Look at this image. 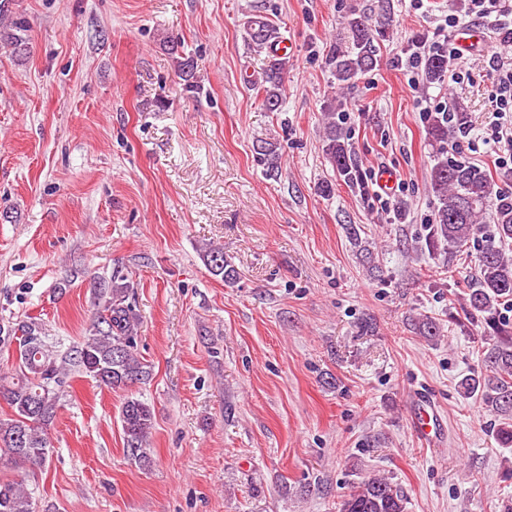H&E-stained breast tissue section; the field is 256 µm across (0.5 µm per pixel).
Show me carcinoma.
Returning a JSON list of instances; mask_svg holds the SVG:
<instances>
[{"mask_svg": "<svg viewBox=\"0 0 512 512\" xmlns=\"http://www.w3.org/2000/svg\"><path fill=\"white\" fill-rule=\"evenodd\" d=\"M29 21L12 17L0 26V42L22 56L29 50ZM250 41L268 50L261 81L254 83L257 95L268 112H278L283 103V84L289 58L270 51L279 38L276 25L266 17L247 21ZM390 23L373 20L353 9L342 26L341 37L326 56V65L337 85L345 86L357 76L374 69L380 62V43L389 39ZM176 60L185 86L194 88L195 64L183 55L181 42L164 40ZM425 82L432 84L448 77V52L432 50L421 57ZM348 111L347 101L333 97L326 105L327 122L323 133V155L339 178L350 186L363 183L362 172L354 163L347 133L336 123V116ZM453 121L432 112L427 119L426 136L434 148L429 172V191L434 200V216L427 225L424 244L456 254L472 244L475 250L476 280L465 298L467 314L482 315L493 326L496 341L489 348L490 375L464 378L459 388L472 395L480 393L484 404L499 418L501 444L512 446V322L501 319L502 310L512 305V255L502 243L512 240V199L498 194L489 176L464 160L448 156L446 145L467 127L468 111L457 103ZM495 211L496 224L486 233L481 220ZM210 273L231 283L237 271L224 251L213 248L203 255ZM101 312L94 333L61 352L53 349L41 325L24 321L0 336V343L16 344L14 370L0 374V400L13 410L8 420L0 419V465L39 468L51 447L48 427L58 410L60 393L68 384L70 369L86 374L110 389L125 390L146 382L151 366L138 352L137 315L129 302L125 277L113 275L108 282L93 285ZM151 407L132 395L120 407L126 456L140 466L151 463L149 435L153 428ZM408 498L400 484L384 476L363 478L337 503V512H406ZM0 512H35L32 498L22 485L0 481Z\"/></svg>", "mask_w": 512, "mask_h": 512, "instance_id": "cac0c4a2", "label": "carcinoma"}]
</instances>
